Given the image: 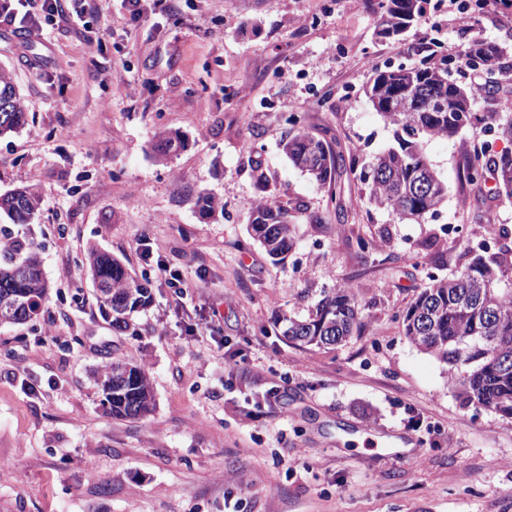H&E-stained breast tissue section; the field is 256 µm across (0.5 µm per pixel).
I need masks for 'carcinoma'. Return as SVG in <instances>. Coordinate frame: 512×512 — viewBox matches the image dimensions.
I'll return each mask as SVG.
<instances>
[{"label": "carcinoma", "instance_id": "carcinoma-1", "mask_svg": "<svg viewBox=\"0 0 512 512\" xmlns=\"http://www.w3.org/2000/svg\"><path fill=\"white\" fill-rule=\"evenodd\" d=\"M427 0H377L379 33L400 37L425 11ZM447 61L424 59L375 69L367 97L393 127L395 145L360 170L368 203L400 220L418 223L433 217L448 195V186L429 160L423 143L451 138L461 129L483 123L474 106L486 89L463 87L448 80ZM416 111L407 112L408 103ZM31 105L11 74L0 68V138L18 133L28 124ZM156 150L166 157L185 146L179 134L160 131ZM292 165L321 185H332L346 167L342 154L327 141L296 129L280 143ZM495 189L512 198V152L503 150L466 168L465 176L479 182L484 172ZM41 203L36 185L0 194V326L31 321L47 298L39 248L33 239L14 230L31 223ZM252 238L275 263H283L295 246L294 224L287 208L273 198L251 205ZM86 265L102 293L100 307L112 316L118 331L130 327V315L148 307V286L128 276L111 254L90 248ZM281 336L304 346H336L361 327L358 303L350 288H331L306 319L282 315ZM405 336L419 350L448 366L451 386L465 409L493 412L512 420V248L477 253L457 275L431 277L403 318ZM101 405L115 418L136 419L151 411L152 382L146 368L114 359L95 372Z\"/></svg>", "mask_w": 512, "mask_h": 512}]
</instances>
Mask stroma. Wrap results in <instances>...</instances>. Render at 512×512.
Wrapping results in <instances>:
<instances>
[{
	"instance_id": "35a3bbf8",
	"label": "stroma",
	"mask_w": 512,
	"mask_h": 512,
	"mask_svg": "<svg viewBox=\"0 0 512 512\" xmlns=\"http://www.w3.org/2000/svg\"><path fill=\"white\" fill-rule=\"evenodd\" d=\"M176 3L171 17L134 23L122 0H98L89 26L43 20L24 48L0 26V66L37 104L0 140V193L38 186L24 231L49 285L36 321L0 327V512H512V420L463 409L447 366L403 328L430 276L512 246V199L466 179L479 137L469 128L424 145L448 184L424 223L371 207L358 172L393 144L366 96L375 65L408 62L420 46L448 59L451 79L484 83L487 70L460 56L481 36L506 67L475 106L488 117L512 95V25L493 5L459 23L448 0H428L398 41L379 35L376 0ZM296 127L355 159L343 215L283 154ZM160 130L187 141L163 162ZM207 192L222 204L208 217ZM266 193L295 225L282 264L248 231ZM448 223L458 239L444 237ZM142 239L186 293L142 260ZM93 246L151 283L128 331L98 307L81 265ZM345 285L358 334L310 349L281 336L277 315L308 317L324 289ZM229 355L245 374L229 375ZM115 357L149 371L147 416L103 410L93 373Z\"/></svg>"
}]
</instances>
